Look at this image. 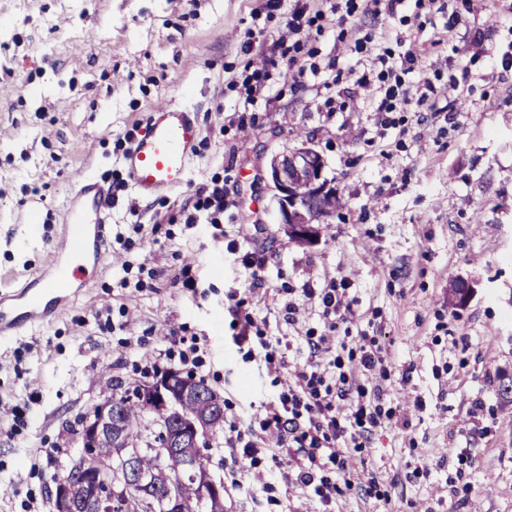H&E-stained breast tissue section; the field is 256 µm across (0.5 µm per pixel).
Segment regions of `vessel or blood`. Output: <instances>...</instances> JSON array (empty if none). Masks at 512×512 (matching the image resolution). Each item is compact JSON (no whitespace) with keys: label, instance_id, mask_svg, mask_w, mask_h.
<instances>
[{"label":"vessel or blood","instance_id":"vessel-or-blood-1","mask_svg":"<svg viewBox=\"0 0 512 512\" xmlns=\"http://www.w3.org/2000/svg\"><path fill=\"white\" fill-rule=\"evenodd\" d=\"M199 137L193 109L181 104L151 108L134 128L121 158L128 187L138 196L160 198L188 186ZM111 211L112 189L107 183L87 175L73 186L65 232L50 253L54 273L0 296L1 335L54 314L78 282L100 270Z\"/></svg>","mask_w":512,"mask_h":512}]
</instances>
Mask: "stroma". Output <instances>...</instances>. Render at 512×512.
<instances>
[{"mask_svg":"<svg viewBox=\"0 0 512 512\" xmlns=\"http://www.w3.org/2000/svg\"><path fill=\"white\" fill-rule=\"evenodd\" d=\"M260 3L0 0V290L40 276L72 184L119 169L117 138L153 106L196 111L200 177L220 175L230 200L223 223L191 228L181 208L192 188L151 200L118 196L100 272L52 320L0 335V512H53L56 468L81 450L77 417L104 399L110 380L140 379L145 349H165L169 336L204 348L197 377L262 416L271 378L235 343L229 294L246 299L266 333L280 338L291 366L304 354L296 327L282 319V289L342 279L351 284L349 325L385 344L391 397L411 424L406 434L379 431L367 462L391 483L394 512H512V415L498 393L501 371H512V72L500 75V93L485 97L491 74L473 68L460 131L441 143L435 125L409 122L404 150L386 156L381 146L396 133L381 130L364 89L328 91L309 76L268 105L235 86L246 63L284 66L272 42L292 2L270 13ZM443 24L437 16L408 33L429 74L463 68L478 50L496 53L512 17L501 0H478L466 17L468 31L483 36L478 47L466 38L436 44ZM330 95L346 111H328ZM305 141L323 154L343 203L314 246L289 241L264 180L274 155ZM243 216L254 241L233 252ZM253 250L262 260L258 288L243 265ZM460 278L477 288L455 307L448 290ZM440 319L465 343L432 344ZM442 364L447 374L435 375ZM478 400L492 414H474ZM461 453L473 461V488L453 506L448 479ZM421 464L428 475L412 477ZM266 480L251 473L242 491H226V512H312L280 477L272 494L279 503L269 506Z\"/></svg>","mask_w":512,"mask_h":512,"instance_id":"stroma-1","label":"stroma"}]
</instances>
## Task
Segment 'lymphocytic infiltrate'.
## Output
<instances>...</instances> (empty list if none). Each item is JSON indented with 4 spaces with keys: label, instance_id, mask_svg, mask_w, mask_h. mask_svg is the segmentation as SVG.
Masks as SVG:
<instances>
[{
    "label": "lymphocytic infiltrate",
    "instance_id": "f902f5d3",
    "mask_svg": "<svg viewBox=\"0 0 512 512\" xmlns=\"http://www.w3.org/2000/svg\"><path fill=\"white\" fill-rule=\"evenodd\" d=\"M404 0H335L329 12L311 11L308 0H294L284 32L276 45L286 65L274 72L268 67L245 66L241 85L248 97L265 96L273 100L275 86L291 82L299 85L305 75H323L324 89L353 80L369 90L382 129L404 128L412 106L426 108L432 119H443L444 128L460 129V100L471 91L468 73L420 74L419 54L407 43L402 32L422 28L437 14L447 21L440 40L459 35L464 18L474 9V0H414L413 14H406ZM333 14L337 41L351 44L353 60L323 59L320 50L304 37L307 29L324 35L326 14ZM386 15L395 23L392 30L378 34L354 26L359 15ZM419 73L421 93L411 98L407 77ZM228 202L219 176L198 184L184 209V222L198 219L220 224ZM347 281L329 282L325 287H304L300 297L283 303L284 317L296 325L302 307L318 310L326 323L345 319L350 310ZM229 310L241 323L237 343L258 338L259 351H247V359H260L273 377V395L265 404L266 415L256 418L225 403L224 445L248 459L258 468L263 459H287L291 485L315 505L317 512H334L337 497L390 505L391 491L377 477H361L351 470L352 459L366 460L378 431L399 424L398 408L390 399L393 370L389 357L375 336H334L306 329L301 339L307 348L303 363L294 365L287 378H280L283 366L278 346L268 339L243 301L230 304Z\"/></svg>",
    "mask_w": 512,
    "mask_h": 512
}]
</instances>
